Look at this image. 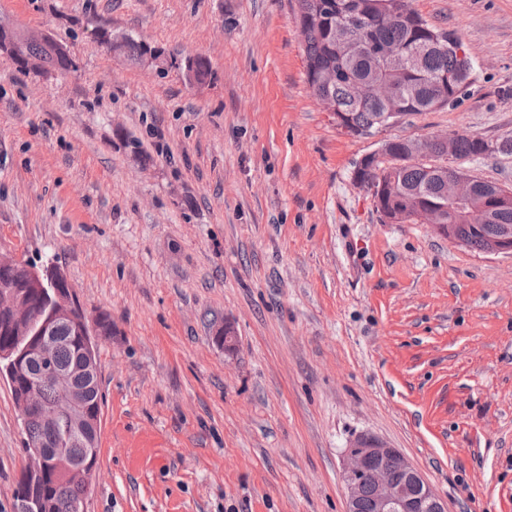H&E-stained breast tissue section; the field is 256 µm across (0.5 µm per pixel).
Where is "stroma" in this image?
I'll use <instances>...</instances> for the list:
<instances>
[{
  "label": "stroma",
  "instance_id": "obj_1",
  "mask_svg": "<svg viewBox=\"0 0 512 512\" xmlns=\"http://www.w3.org/2000/svg\"><path fill=\"white\" fill-rule=\"evenodd\" d=\"M412 6L461 38L471 82L353 137L308 89L296 0H0L77 63L42 77L0 51V254L58 266L112 321L86 512H345L362 433L448 512H512V256L381 223L353 183L397 137H512V0ZM24 438L1 374L0 512ZM124 39V55H126V57H128L130 60L137 62V60H139L141 55L144 53L146 49V44L140 40L135 39L132 36H112L111 32L108 41L106 42V48L108 52L112 53L116 51H121V45ZM139 62L147 66L153 65L161 67L164 64V58L156 54H146L143 57H141Z\"/></svg>",
  "mask_w": 512,
  "mask_h": 512
}]
</instances>
